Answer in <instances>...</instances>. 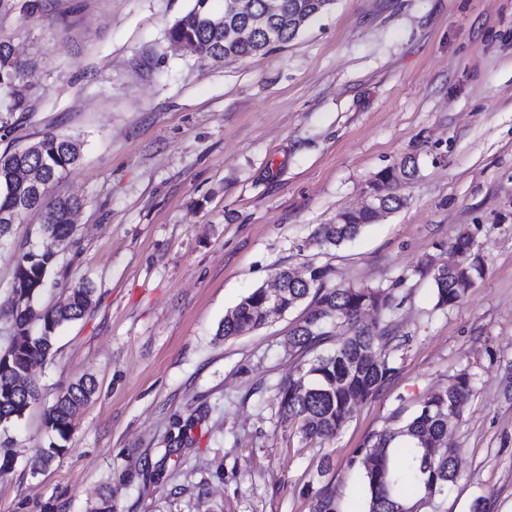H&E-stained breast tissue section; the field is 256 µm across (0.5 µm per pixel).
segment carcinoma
<instances>
[{
    "instance_id": "carcinoma-1",
    "label": "carcinoma",
    "mask_w": 512,
    "mask_h": 512,
    "mask_svg": "<svg viewBox=\"0 0 512 512\" xmlns=\"http://www.w3.org/2000/svg\"><path fill=\"white\" fill-rule=\"evenodd\" d=\"M210 0H193L192 8L169 29V39L184 50L221 61L243 58L261 52L272 41L287 43L303 27L288 19L292 5L316 0H279L280 9L267 14L265 0H247L249 12L236 20L245 37L224 34L225 13L214 12ZM23 64L13 58L9 43L0 41V89L13 97L12 110L27 108L26 96L15 90ZM82 143L69 135L45 133L28 147L0 154V240L10 233L6 218L18 221L27 211L43 212L41 232L58 240L73 233L71 215L81 206L75 196H52L50 188L81 159ZM419 172L416 157L380 170V204L389 212L400 209L405 198L402 185ZM27 200L25 209H16L18 197ZM376 220L371 211H340L333 224H320L313 240L319 247L332 249L356 238ZM473 234L464 229L451 242L458 255L455 266L432 267L435 307L455 306L484 273V264L474 254ZM55 264V255L29 250L16 259L15 278L7 309L0 317L11 322L12 335L0 353V426L24 416L39 398L30 363L46 360L63 325L82 319L94 303L96 287L89 280L67 288L65 298L55 306L40 310L36 302ZM328 269L317 266L309 282L284 273L279 281L277 311L283 316L305 299H311L308 313L293 328L288 347L306 354L330 340L335 347L318 354L302 368L306 388H296L298 379L288 377L276 394L279 419L297 426L303 438L328 440L336 437L353 418L357 404L373 399L393 376V352L402 343L380 327L385 313L396 308L391 289L382 287H329ZM265 289L257 288L244 296L224 316L218 335L230 339L271 322L267 314ZM374 314L369 324L362 322L365 312ZM21 379L31 387L27 401L13 397L12 385ZM475 377L460 371L450 377L448 387L428 395L416 411L403 421L369 436L354 451L348 466H360L367 492L368 512H420L454 485L458 478L457 449L448 447L442 437L448 431V415L459 417L472 395ZM97 389L91 376H83L62 391L44 413L47 430L67 438L80 411ZM413 483L423 496L410 502L406 487Z\"/></svg>"
}]
</instances>
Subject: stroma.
I'll return each mask as SVG.
<instances>
[{
    "label": "stroma",
    "instance_id": "stroma-1",
    "mask_svg": "<svg viewBox=\"0 0 512 512\" xmlns=\"http://www.w3.org/2000/svg\"><path fill=\"white\" fill-rule=\"evenodd\" d=\"M0 10L24 65L30 111L0 152L44 133L79 138L52 195L82 206L47 242L31 211L0 242V307L16 258L51 248L38 307L88 279L97 303L60 328L35 369L41 396L6 436L0 512H366L347 461L465 369L474 394L453 420L460 477L421 512H512V0H336L294 40L216 62L175 47L193 0H36ZM405 206L326 250L318 225L359 205L406 156ZM472 230L485 273L435 309L430 265ZM329 270L328 286L392 288L383 318L403 338L396 372L343 431L307 440L277 414V385L304 357L296 309L232 340L227 310L284 267ZM84 375L98 390L50 465L43 413ZM186 432H178V425Z\"/></svg>",
    "mask_w": 512,
    "mask_h": 512
}]
</instances>
